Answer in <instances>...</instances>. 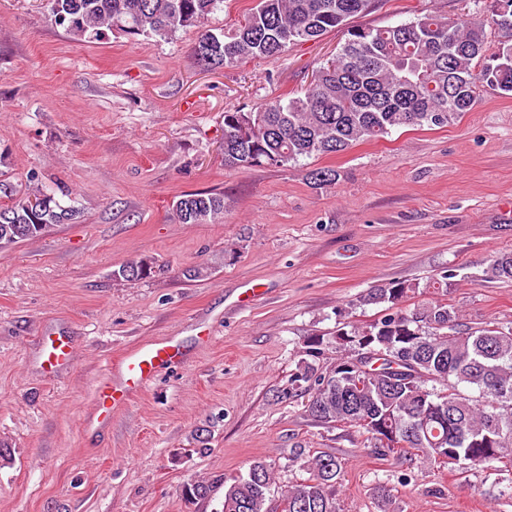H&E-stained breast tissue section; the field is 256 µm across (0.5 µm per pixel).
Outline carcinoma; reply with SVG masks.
<instances>
[{
    "label": "carcinoma",
    "instance_id": "1",
    "mask_svg": "<svg viewBox=\"0 0 512 512\" xmlns=\"http://www.w3.org/2000/svg\"><path fill=\"white\" fill-rule=\"evenodd\" d=\"M372 0H258L255 7L211 33L205 21L224 0H50V17L78 39L106 30L133 28L167 38L200 29L198 60L232 67L270 59L288 47L348 25ZM483 17L469 21L426 11L381 28L352 26L336 56L321 63L301 95L250 111L224 113V166H286L301 158L342 152L406 127L442 128L472 110L481 89L512 96V0H490ZM499 39L488 52L491 33ZM306 178L336 183V171L316 168ZM0 249L39 238L80 212L52 192L32 196L0 180ZM224 213V193H186L175 203L182 224H204ZM138 276L154 273L150 260L135 261ZM491 281L512 282V250L493 256L483 270ZM420 285L409 281L371 288L365 305L383 306L382 317L364 326L337 327L332 341L312 338L298 355L284 398H307L320 424L353 425L383 460L399 448L422 451L430 464L442 457L467 465L512 461V328L493 322L470 326L445 300L402 307ZM340 356L325 364L326 348ZM304 477L276 491L275 467L255 460L248 474L198 480L190 502L224 489L220 512H339L335 485L342 465L327 451H293Z\"/></svg>",
    "mask_w": 512,
    "mask_h": 512
}]
</instances>
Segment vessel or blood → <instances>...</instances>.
<instances>
[{
  "instance_id": "1",
  "label": "vessel or blood",
  "mask_w": 512,
  "mask_h": 512,
  "mask_svg": "<svg viewBox=\"0 0 512 512\" xmlns=\"http://www.w3.org/2000/svg\"><path fill=\"white\" fill-rule=\"evenodd\" d=\"M76 355L77 345L70 336L61 334L43 340V367L46 372L54 373L67 367ZM185 359L180 345L171 340L128 351L111 367L107 380L97 390L93 424L100 427L109 425L115 410L147 389L160 369L183 363Z\"/></svg>"
}]
</instances>
